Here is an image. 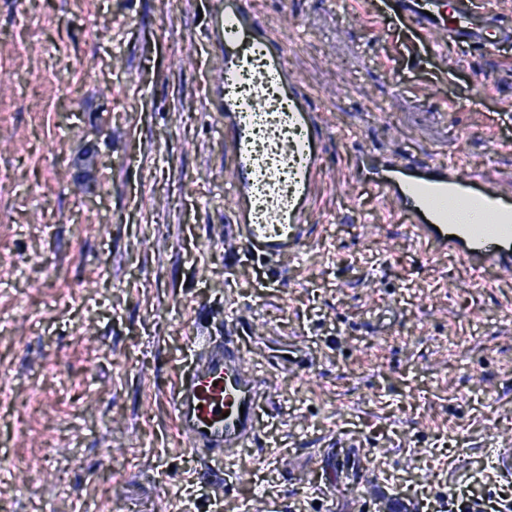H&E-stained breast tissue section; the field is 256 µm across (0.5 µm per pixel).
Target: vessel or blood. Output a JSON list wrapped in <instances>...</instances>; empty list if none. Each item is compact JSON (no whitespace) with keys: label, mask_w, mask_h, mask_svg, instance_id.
<instances>
[{"label":"vessel or blood","mask_w":512,"mask_h":512,"mask_svg":"<svg viewBox=\"0 0 512 512\" xmlns=\"http://www.w3.org/2000/svg\"><path fill=\"white\" fill-rule=\"evenodd\" d=\"M391 6L430 41L442 36L487 50L512 42V19L492 13L488 0H391ZM212 15L208 37L224 67L208 106L224 131L232 175L231 235L242 252L264 263L297 257L318 232L311 218L331 132L293 77L282 36L249 0H212ZM250 58L260 65L249 92L230 96ZM264 112L288 129L274 167L246 135ZM366 183L395 201L424 254L455 252L477 278L490 267L512 272V194L441 157L385 158ZM250 330L226 312L223 337L206 339L173 388L177 432L203 460H228L259 442V414L271 386L265 373L244 363Z\"/></svg>","instance_id":"b4317fda"}]
</instances>
